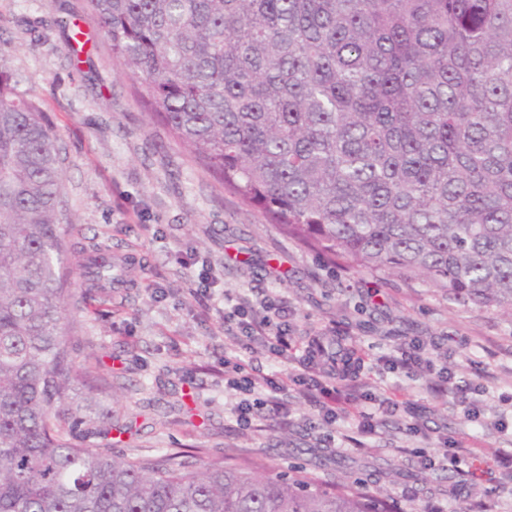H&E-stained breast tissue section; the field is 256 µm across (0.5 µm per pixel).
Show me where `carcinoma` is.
I'll use <instances>...</instances> for the list:
<instances>
[{
	"label": "carcinoma",
	"mask_w": 512,
	"mask_h": 512,
	"mask_svg": "<svg viewBox=\"0 0 512 512\" xmlns=\"http://www.w3.org/2000/svg\"><path fill=\"white\" fill-rule=\"evenodd\" d=\"M151 117L289 238L512 313V0H88ZM59 136L0 69V512H374L305 474L112 452L73 407Z\"/></svg>",
	"instance_id": "cac0c4a2"
}]
</instances>
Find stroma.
I'll return each instance as SVG.
<instances>
[{"mask_svg":"<svg viewBox=\"0 0 512 512\" xmlns=\"http://www.w3.org/2000/svg\"><path fill=\"white\" fill-rule=\"evenodd\" d=\"M72 17L83 31L76 43L59 24ZM0 41L13 47L0 65L60 134L69 240L81 253L111 245L126 264L122 287L79 289L69 305L70 331L82 341L75 368L95 377L97 411L128 426L113 431L114 452H166L181 462L201 452L272 474L299 470L332 487L356 485L385 512H426L430 504L512 512V465L502 460L512 449V407L501 402L512 395L511 313L417 280L359 272L289 239L147 116L141 83L120 72L86 0H0ZM204 266L218 282L200 297ZM228 293L287 308L302 340L323 334L355 347L364 360L359 381L396 397L395 416L368 434L340 410L328 446L313 403L292 392L288 416L239 426L224 389L225 360L279 381L291 367L225 337ZM414 340L426 343L434 368L486 386L478 414L431 393L429 373L381 365ZM411 422L421 434L407 432ZM440 436L468 448L461 470L481 466L476 496L449 493L447 467L419 473L413 449Z\"/></svg>","mask_w":512,"mask_h":512,"instance_id":"obj_1","label":"stroma"}]
</instances>
